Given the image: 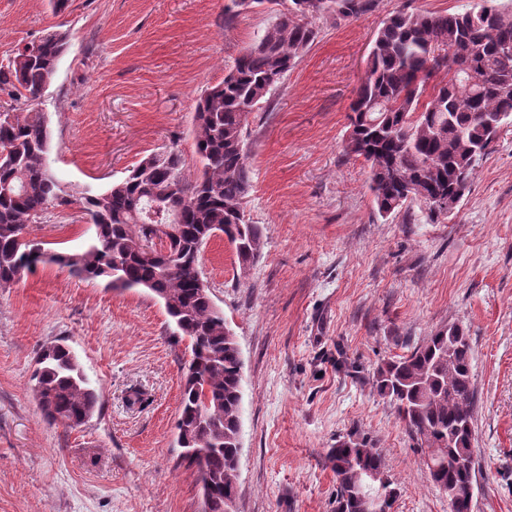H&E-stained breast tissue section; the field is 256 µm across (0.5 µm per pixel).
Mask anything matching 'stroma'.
<instances>
[{"label":"stroma","instance_id":"obj_1","mask_svg":"<svg viewBox=\"0 0 512 512\" xmlns=\"http://www.w3.org/2000/svg\"><path fill=\"white\" fill-rule=\"evenodd\" d=\"M472 0H375L320 19L319 34L251 115L246 217L263 247L248 272L223 235L200 270L241 352L237 512H332L329 448L374 440L397 489L393 512H448L394 405L375 387L388 359L456 323L476 390L474 512H512V129L474 171L460 206L427 223L417 204L379 217L369 167L346 154L348 112L375 32L393 12H455ZM233 0H0V62L62 30L68 46L39 107L50 166L72 206L35 235L50 252L93 237L76 201L158 148L195 160V107L271 11ZM65 340L98 395L85 424L42 415L31 374ZM187 341L142 289L112 290L44 264L0 288V512H203L196 467L176 443ZM141 399L126 402L129 391Z\"/></svg>","mask_w":512,"mask_h":512}]
</instances>
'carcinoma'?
<instances>
[{
    "label": "carcinoma",
    "instance_id": "1",
    "mask_svg": "<svg viewBox=\"0 0 512 512\" xmlns=\"http://www.w3.org/2000/svg\"><path fill=\"white\" fill-rule=\"evenodd\" d=\"M271 2L285 9L197 101L198 173L186 174L182 151L171 147L150 153L107 189L84 195L80 208L96 235L82 253H49L31 236L49 208L72 204L50 168L46 119L37 109L67 49L66 36L50 33L0 64V91L11 110L0 116V287L48 263L108 288L145 289L163 303L191 350L177 444L198 469L204 512H225L236 500L242 360L202 281V246L223 233L243 273L260 256L262 230L243 208L250 186L248 119L316 40L313 20L360 15L372 0H337L333 12L305 8L310 0ZM441 69L448 81L429 85ZM348 120L345 149L369 166L380 217L416 203L429 224L448 218L435 200L454 201L500 130L512 126V17L495 0H475L463 12L395 11L373 38ZM172 219L176 227L164 249L144 248ZM32 381L49 421L73 427L92 417L98 396L67 345L42 348ZM375 382L427 456L432 481L455 496L456 512H471L475 390L463 326L440 329L385 363ZM328 459L336 475L335 512H368L367 499L379 494L391 512L396 492L389 479L372 481L385 475V462L367 436L350 431Z\"/></svg>",
    "mask_w": 512,
    "mask_h": 512
}]
</instances>
